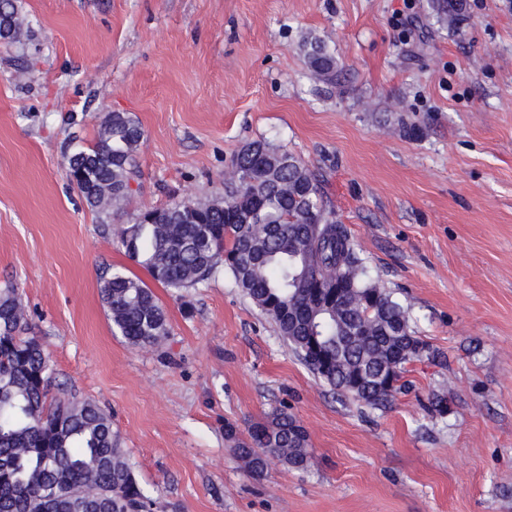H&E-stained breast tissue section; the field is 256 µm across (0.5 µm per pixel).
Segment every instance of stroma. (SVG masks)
Wrapping results in <instances>:
<instances>
[{
	"label": "stroma",
	"mask_w": 512,
	"mask_h": 512,
	"mask_svg": "<svg viewBox=\"0 0 512 512\" xmlns=\"http://www.w3.org/2000/svg\"><path fill=\"white\" fill-rule=\"evenodd\" d=\"M425 0H18L34 57L0 46V289L17 288L58 382L112 417L151 512H512V0H469L463 36ZM317 37L340 78L316 79ZM135 116L140 179L111 218L61 162L102 114ZM265 139L322 179L380 287L445 362L372 410L341 399L218 273L153 284L168 334L112 330L103 273L142 280L119 230L141 210L220 199ZM447 393L444 414L426 409ZM294 415L312 460L260 476L224 437ZM301 50L314 76L325 81L336 79V59L324 41L316 37L307 38L303 41Z\"/></svg>",
	"instance_id": "stroma-1"
}]
</instances>
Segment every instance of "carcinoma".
Masks as SVG:
<instances>
[{"instance_id":"obj_1","label":"carcinoma","mask_w":512,"mask_h":512,"mask_svg":"<svg viewBox=\"0 0 512 512\" xmlns=\"http://www.w3.org/2000/svg\"><path fill=\"white\" fill-rule=\"evenodd\" d=\"M468 0H426V13L461 32ZM28 25L17 0H0L5 45ZM301 50L313 75L336 79L337 63L319 38ZM144 130L127 112H107L95 141L72 143L63 166L87 206L108 215L139 177ZM121 229L128 257L166 288H193L222 270L275 324L311 373L342 397L387 408L409 388L413 361L443 362L415 335L408 310L369 275L364 259L329 208L320 175L267 140L235 153L224 200H178L146 210ZM115 332L136 348L167 336V319L142 280L117 270L100 283ZM15 288L0 290V512H138L150 504L125 456L112 419L72 392L49 397L55 372ZM225 438L254 474L273 460L304 469L309 436L286 412ZM55 489L52 498L45 489Z\"/></svg>"}]
</instances>
